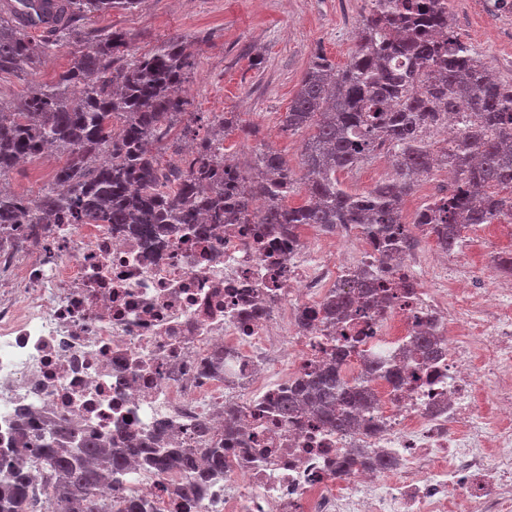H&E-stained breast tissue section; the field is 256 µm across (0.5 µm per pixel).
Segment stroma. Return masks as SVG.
Instances as JSON below:
<instances>
[{
  "label": "stroma",
  "instance_id": "obj_1",
  "mask_svg": "<svg viewBox=\"0 0 512 512\" xmlns=\"http://www.w3.org/2000/svg\"><path fill=\"white\" fill-rule=\"evenodd\" d=\"M477 2L452 0L453 29L496 76L512 82V18ZM366 11V0H142L134 10L99 14L87 25L125 32L139 56L185 36L194 59L184 84L187 109L202 116L200 134L209 130L207 118L226 116L233 125L225 152L241 170H249L257 148L270 147L300 177L309 133L283 130L282 119L316 53L339 68L348 63ZM86 50L83 40L72 39L34 66L0 73V100L54 80Z\"/></svg>",
  "mask_w": 512,
  "mask_h": 512
}]
</instances>
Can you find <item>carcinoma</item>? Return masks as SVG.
Returning <instances> with one entry per match:
<instances>
[{
  "instance_id": "obj_1",
  "label": "carcinoma",
  "mask_w": 512,
  "mask_h": 512,
  "mask_svg": "<svg viewBox=\"0 0 512 512\" xmlns=\"http://www.w3.org/2000/svg\"><path fill=\"white\" fill-rule=\"evenodd\" d=\"M140 0H62L52 38L36 40L13 13L0 11V73L15 72L47 56L72 37L85 36L81 21L114 8L132 9ZM369 16L357 34L355 50L338 69L314 56L283 118L288 131L313 130L304 142L302 168L308 200L290 207L285 200L296 179L275 150H259L248 173L224 157V140L205 137L185 166L161 165L150 146L169 140L188 101L182 86L193 68L185 39L172 38L149 55L127 60L126 35L109 31L91 36L92 46L50 84L29 90L12 110L0 106V174L43 153L54 141L67 158L51 186L34 198L0 191V225L17 224L28 210L47 223L129 224L148 241L156 226L197 224L209 212L212 224H249L257 197L267 202L256 223L262 237L298 224L334 232L356 224L378 248L398 258L416 239L403 223L402 204L419 179L441 165L455 169L456 187L434 206L417 213L445 251L461 242L466 224H495L512 219V82L497 79L478 53L454 33L450 9L442 0H370ZM457 116L458 139L444 152L434 150L430 132ZM120 119L119 132L112 120ZM386 149L393 176L364 193L343 188L337 174L351 171ZM106 153L108 158L100 160ZM351 287L378 315L385 306L373 299L377 281L360 266L349 272ZM329 319L342 322L352 307L340 292L326 298ZM426 358L439 340L423 330L414 342ZM365 382L345 384L336 375V359L282 396L277 414L308 405L338 431L354 425L355 412L373 405ZM66 427L53 428L29 453L44 467L51 488L45 512H113L112 474L144 453L137 444L114 451L88 437L81 448L63 447ZM224 469L220 448H158L150 457L163 473L173 468L189 475L197 455ZM0 512H38L26 486L9 480L0 462Z\"/></svg>"
}]
</instances>
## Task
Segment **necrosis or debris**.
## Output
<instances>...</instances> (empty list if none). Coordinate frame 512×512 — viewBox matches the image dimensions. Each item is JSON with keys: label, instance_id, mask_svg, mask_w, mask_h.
Wrapping results in <instances>:
<instances>
[{"label": "necrosis or debris", "instance_id": "necrosis-or-debris-1", "mask_svg": "<svg viewBox=\"0 0 512 512\" xmlns=\"http://www.w3.org/2000/svg\"><path fill=\"white\" fill-rule=\"evenodd\" d=\"M50 230L36 244L30 224L0 228V454L39 502L42 465L24 446L63 422L74 448L223 449V475L199 461L192 495L184 474L133 459L112 497L147 512H512V280L482 274L489 245L512 253L496 225L468 227L463 261L421 254L429 284L354 224L355 257L307 225L269 241L254 224L202 237L168 224L155 247L115 225ZM365 256L387 310L354 321L348 349L324 328V300ZM428 325L440 351L424 360L412 341ZM334 353L376 404L348 434L307 408L280 420L277 397Z\"/></svg>", "mask_w": 512, "mask_h": 512}]
</instances>
